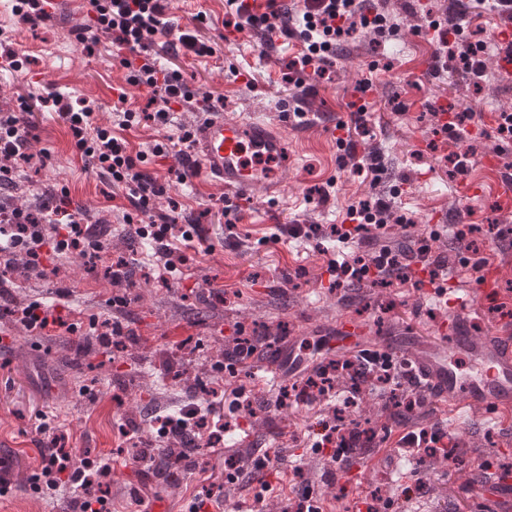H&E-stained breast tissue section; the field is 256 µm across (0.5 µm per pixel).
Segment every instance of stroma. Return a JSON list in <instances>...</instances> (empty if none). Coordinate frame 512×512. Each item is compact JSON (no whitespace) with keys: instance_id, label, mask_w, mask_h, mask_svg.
Returning a JSON list of instances; mask_svg holds the SVG:
<instances>
[{"instance_id":"stroma-1","label":"stroma","mask_w":512,"mask_h":512,"mask_svg":"<svg viewBox=\"0 0 512 512\" xmlns=\"http://www.w3.org/2000/svg\"><path fill=\"white\" fill-rule=\"evenodd\" d=\"M367 5L390 18L396 36L382 48L370 34L347 39L335 65L319 78L292 67L296 40L270 43L261 30L249 28L228 33L225 0H171L176 24L214 52L159 54L160 63L178 69L192 98L173 105L166 126L145 120L122 132L129 153L144 155L146 170L166 189L155 214L175 210L199 227V239L179 249L185 258L181 275L165 284L158 279L162 258L144 240L123 233V216L131 207L122 191L79 156L67 125L44 104L62 93L74 106L89 107L94 124L109 127L118 107L149 111V89L128 83V71L114 56L108 36H101L90 53L77 42L76 31L88 19V0H77L67 13L38 25L18 16L10 0H0V49L27 60L26 74L0 71V107H12L21 98L35 103L31 151L36 155L45 149L51 155L47 164L35 159L21 169L12 201L34 207L45 190L63 188L83 207L89 223L110 229L98 259L52 258L58 276L33 273L16 279L0 298V475L10 481L9 491L0 496V512H71L68 493L32 489L40 470L34 445L40 415L51 430L65 435L74 460L111 458L106 481L112 512H154L159 506L164 512H253L258 493L269 512H282L301 487L310 489L319 512H358L374 494L381 497L384 512H491V503L464 491L462 470L422 466L399 454L403 428L369 391H362L359 407L345 415L379 432L391 428L390 437L343 469L314 452L315 429L333 419L334 405L280 403L271 386L279 364L266 348L224 379L230 388L245 384L260 409L250 415L222 408L230 430L221 452L198 449L170 480L139 471L131 459L133 447L164 446L160 416L188 403L207 382L214 355L232 349L237 327L252 336L315 341L335 335L339 322L356 320L367 328V348L403 359L408 350L424 352L434 345L440 325L456 324L454 309L433 301L429 287H330L329 256L318 240L288 235L292 224L335 223L350 205L374 194H397L399 214L416 223L407 235L431 237L432 247L447 253L444 285L451 291L476 286L478 255L498 267L497 288L468 315L467 324L475 336L512 333V215L499 213L487 194L461 200L445 160L468 149L474 176L491 153L499 166L511 164L512 141L490 133L461 145L436 135L442 118L433 111L448 100L460 112L489 107L512 113V78L491 59L477 82L459 71L436 72V45L424 31L431 17L447 16L450 0H368ZM363 80L372 85V133L361 139L358 152L382 154L385 171L375 183L356 173L330 131L332 124L348 120L349 104ZM208 97L223 101L227 118L256 116L277 127L293 110L318 113V122L288 131L295 160L284 174L283 196L257 207L243 202L228 211L221 187L198 177L191 186L179 185L170 171L175 158L153 156L156 143L195 127ZM325 185L330 198L320 205L312 194ZM456 223L479 253L453 242L448 227ZM275 234L280 237L276 243L271 240ZM390 234L398 241L407 236L397 226ZM120 256L131 262L134 273L117 283L105 277L104 268ZM60 279L72 289L62 312L77 319L78 332L29 335L14 309L48 297ZM123 295L129 296V307L112 306L113 297ZM95 318L128 326L135 336L120 348L103 345L89 334ZM453 424L468 460L491 464L498 474L512 473V424H502L483 408L464 409ZM256 447L282 452L287 459L265 471L269 491H262V484L239 489L228 484V460L251 471L252 460H241L240 452Z\"/></svg>"}]
</instances>
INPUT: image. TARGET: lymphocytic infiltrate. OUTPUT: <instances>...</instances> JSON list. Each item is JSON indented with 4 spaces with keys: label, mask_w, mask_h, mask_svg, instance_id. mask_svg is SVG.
<instances>
[{
    "label": "lymphocytic infiltrate",
    "mask_w": 512,
    "mask_h": 512,
    "mask_svg": "<svg viewBox=\"0 0 512 512\" xmlns=\"http://www.w3.org/2000/svg\"><path fill=\"white\" fill-rule=\"evenodd\" d=\"M226 2L236 31L261 28L271 38L280 35L296 38L301 46L298 64L311 68L317 76L324 75L327 66L332 65L337 46L347 38L369 33L385 38L397 32L383 14L368 8L365 0H302L288 12L281 11L278 0H268V9L263 13L253 12L244 0ZM89 3V22L77 30L79 44L90 52L97 46L100 35L111 37L121 65L130 71L129 82L152 91V120L167 124L172 103L189 99L190 94L178 71L158 65L153 55L157 36L170 37L174 44L197 55L210 53V46L176 29L168 15V0H89ZM486 8L512 18V0H471L468 6L450 9L447 21L429 23L439 55L461 59L463 72L476 81L483 77L485 63L478 49L461 42L460 37L468 15ZM52 103L69 125L76 152L92 161L102 176L120 185L131 206L147 216V223L126 224V232L149 240L166 258V275L176 274L178 266L172 259L175 252L172 239L178 235L184 242H192L195 225L179 223L174 217L151 219L155 201L164 194V187L140 169L137 158L128 154L122 139L109 129L93 125L89 108L74 109L68 98L59 93L53 95ZM33 113V106L27 102L22 104L20 112L0 113V187L13 185L15 173L32 159L44 163L50 158L48 151H41L36 157L29 151ZM393 218L391 198L369 197L348 209L345 223L325 227L293 224L288 232L296 238L316 237L354 244V251L328 263L333 287L349 281L372 287L397 282L417 289L431 286L437 295H444L442 280L448 267L447 255L423 243L413 248L387 240ZM84 222L82 207L73 205L64 190L51 194L36 209L12 206L5 213L4 225L0 226V270H11L20 256L26 257L34 269L43 268L45 259L53 255L97 256L103 246ZM18 317L28 332L39 336L77 330L76 324L38 301L24 307ZM342 370L353 371V391L373 386L387 403L394 396H404L405 406L396 411L395 417L405 423L412 420L421 395L417 372L388 371L381 364L378 352L364 349L310 365L297 359L284 360L282 372L292 376L293 381L280 387L279 397L306 406L323 402L335 387L336 372ZM213 414L214 406L209 401L191 403L163 418L162 435L180 441L185 448L195 445L203 435L207 447H215L222 441L223 432L208 431ZM377 445L376 432L362 431L354 424L341 426L327 422L322 423L315 442L318 450L327 451L331 463L341 466ZM40 459V473L47 490L70 487L80 501V512H106L109 491L104 479L112 469L111 458L88 459L82 468L72 469L70 453L55 436L43 443Z\"/></svg>",
    "instance_id": "1"
}]
</instances>
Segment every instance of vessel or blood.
Instances as JSON below:
<instances>
[{
    "label": "vessel or blood",
    "instance_id": "obj_1",
    "mask_svg": "<svg viewBox=\"0 0 512 512\" xmlns=\"http://www.w3.org/2000/svg\"><path fill=\"white\" fill-rule=\"evenodd\" d=\"M247 147L263 158L277 160L279 173L269 175L247 165L243 153ZM189 153L203 178L223 186L236 198H246L258 187L268 196L286 189L281 173L292 160L288 136L263 120L228 119L223 113H210L193 130ZM481 170L495 178L493 195L498 210L512 213V179L499 175L491 156L482 160ZM496 283L494 266H486L476 288L456 299L459 317H466ZM415 364L423 371L431 398L447 407L449 416H456L463 406H480L493 410L503 420L512 419L511 341L478 338L459 326L441 338L433 354L416 358ZM482 494L501 503V512H512L511 478L486 486Z\"/></svg>",
    "mask_w": 512,
    "mask_h": 512
}]
</instances>
